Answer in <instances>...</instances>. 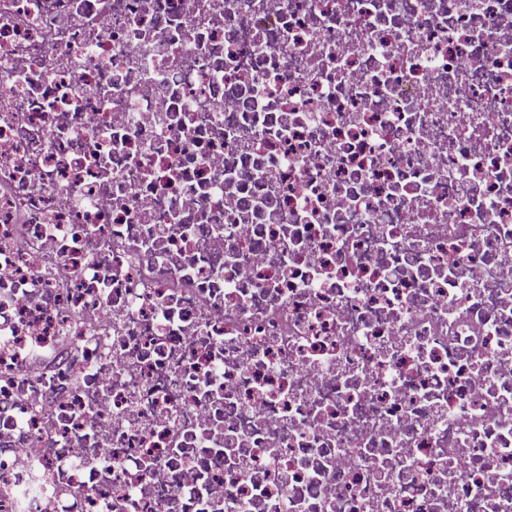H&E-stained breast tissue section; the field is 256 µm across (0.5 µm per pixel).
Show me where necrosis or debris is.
Segmentation results:
<instances>
[{
  "instance_id": "obj_1",
  "label": "necrosis or debris",
  "mask_w": 512,
  "mask_h": 512,
  "mask_svg": "<svg viewBox=\"0 0 512 512\" xmlns=\"http://www.w3.org/2000/svg\"><path fill=\"white\" fill-rule=\"evenodd\" d=\"M0 512H512V0H0Z\"/></svg>"
}]
</instances>
